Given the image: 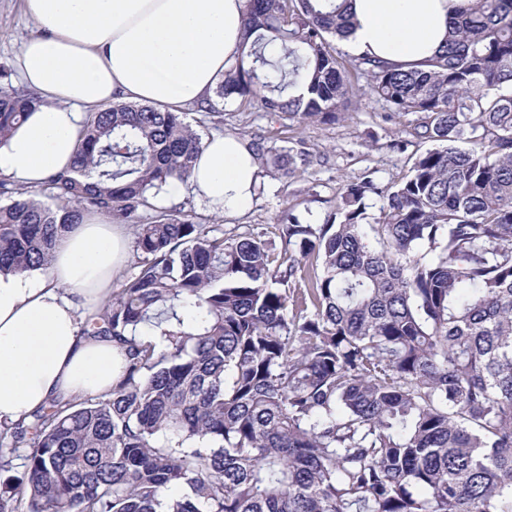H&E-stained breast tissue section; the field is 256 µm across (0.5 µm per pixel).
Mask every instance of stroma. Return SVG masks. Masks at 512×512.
<instances>
[{"mask_svg":"<svg viewBox=\"0 0 512 512\" xmlns=\"http://www.w3.org/2000/svg\"><path fill=\"white\" fill-rule=\"evenodd\" d=\"M31 28L20 0H0L1 70L14 71L16 56ZM389 113L385 103L373 97L362 80L356 85L345 118L332 125H286L279 117L269 116L255 106L228 103L225 132L248 136L267 131L271 146L305 150L308 162L287 178L263 170L262 193L256 195L244 215L236 218L208 212L190 193L184 195L181 204L202 223L223 225L228 233L237 225L249 224L273 240L278 237V217L285 208H293L302 221L322 223L325 215L335 210L347 182L369 172L378 185H389L406 175L409 154L430 149V142L409 138L415 116L393 119ZM396 140L407 142L406 152L392 150L391 144Z\"/></svg>","mask_w":512,"mask_h":512,"instance_id":"obj_1","label":"stroma"}]
</instances>
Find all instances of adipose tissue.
<instances>
[{"label":"adipose tissue","instance_id":"1","mask_svg":"<svg viewBox=\"0 0 512 512\" xmlns=\"http://www.w3.org/2000/svg\"><path fill=\"white\" fill-rule=\"evenodd\" d=\"M33 31L18 58L21 86L40 100L5 145L0 172L37 187L67 170L85 113L117 101L180 110L214 101L240 56L246 0H21ZM355 26L342 45L354 57L422 66L444 45L468 0H349ZM259 163L232 134L204 138L188 181L170 179L168 200L191 188L210 211L245 212ZM128 238L90 213L65 233L41 276L0 275V421L54 401L111 391L125 345L84 334L110 299Z\"/></svg>","mask_w":512,"mask_h":512}]
</instances>
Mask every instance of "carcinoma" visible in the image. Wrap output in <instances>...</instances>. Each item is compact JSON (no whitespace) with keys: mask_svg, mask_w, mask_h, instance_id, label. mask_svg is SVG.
<instances>
[{"mask_svg":"<svg viewBox=\"0 0 512 512\" xmlns=\"http://www.w3.org/2000/svg\"><path fill=\"white\" fill-rule=\"evenodd\" d=\"M352 29L336 0H249L252 62L205 117L238 100L334 124L364 78L437 147L348 182L321 224L285 209L280 249L156 205L202 137L152 105L87 113L37 190L0 180V274L45 269L83 211L132 222L137 254L91 323L129 345L122 378L0 424V472L25 449L0 512H512V0H469L425 70L339 55ZM301 75L308 97L280 95ZM35 101L0 85V146ZM246 146L283 176L307 163Z\"/></svg>","mask_w":512,"mask_h":512,"instance_id":"cac0c4a2","label":"carcinoma"}]
</instances>
